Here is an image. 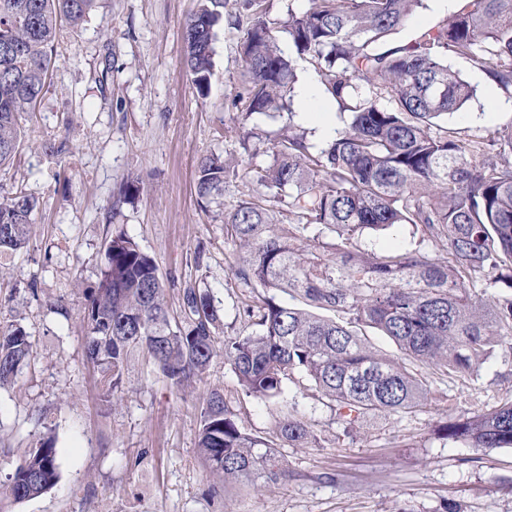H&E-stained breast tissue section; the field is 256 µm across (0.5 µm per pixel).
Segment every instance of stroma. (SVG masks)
<instances>
[{"label":"stroma","mask_w":512,"mask_h":512,"mask_svg":"<svg viewBox=\"0 0 512 512\" xmlns=\"http://www.w3.org/2000/svg\"><path fill=\"white\" fill-rule=\"evenodd\" d=\"M309 5L228 0L204 98L183 68V33L197 0H96L80 26L63 29L45 94L22 115L21 146L0 169L1 188L22 187L38 199L26 247L0 254V325H22L33 345L30 363L0 386V492L43 437L54 439L59 479L32 499L0 495V512H512V448H472L433 433L446 418L512 395L510 347L475 382L426 370L422 411L368 421L345 440L313 392L292 386L272 402L247 397L220 357L178 389L133 354L110 401L86 360L85 294L98 280L104 242L118 231L154 258L173 315L184 289L199 288L219 311L218 336L249 332L247 291L232 275L236 257L224 236V213L246 187L230 183L222 206L200 207L197 161L212 152L243 168L267 164L281 134L308 130L305 109L345 127L347 115L303 66L296 74L306 100H294L289 112L242 116L238 46L248 16L263 10L286 50L289 11ZM455 9L456 0H422L394 42H409ZM451 66L474 94L449 126L485 140L512 126L511 96L468 62ZM213 391L247 432L272 434L293 415L319 442L281 448L288 476L279 483L223 481L196 450L202 403Z\"/></svg>","instance_id":"obj_1"}]
</instances>
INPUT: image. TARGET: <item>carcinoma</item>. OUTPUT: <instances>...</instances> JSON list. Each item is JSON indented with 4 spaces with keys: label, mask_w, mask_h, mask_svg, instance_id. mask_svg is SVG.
Wrapping results in <instances>:
<instances>
[{
    "label": "carcinoma",
    "mask_w": 512,
    "mask_h": 512,
    "mask_svg": "<svg viewBox=\"0 0 512 512\" xmlns=\"http://www.w3.org/2000/svg\"><path fill=\"white\" fill-rule=\"evenodd\" d=\"M94 2L0 0V167L18 150L21 113L44 94L60 31L83 22ZM420 2L311 0L289 14V53L265 13L252 14L240 43L246 115L285 109L302 60L349 122L315 152L305 133L292 132L271 163L242 174L217 153L198 160L195 193L206 207L221 204L233 180L256 185L224 214V232L239 252L235 278L250 289L243 311L256 329L247 335L218 340V310L198 288L185 289L184 323L175 321L154 259L125 233L106 241L100 278L84 304L85 355L104 394L119 388L135 350L178 389L222 355L245 396L256 400L280 397L289 381L309 383L335 411L339 435L350 437L369 417L426 406L420 366L473 381L512 341V127L489 144L441 123L473 96L448 66L450 57L469 61L512 97V0H457L442 24L387 47ZM225 5L199 0L185 27L183 64L202 96ZM36 207L22 188L0 202V253L24 247ZM395 224L411 225L445 257L358 245ZM482 285L504 292L489 299L477 292ZM279 292L301 305L279 301ZM313 308L345 318H321ZM369 329L393 341L403 358L373 347ZM32 352L21 325L1 328L0 384L14 379ZM436 434L473 448H512V398L441 422ZM318 440L294 416L268 437L248 433L213 392L201 408L197 450L226 482L275 484L288 476L281 443ZM57 479L56 448L41 439L6 494L35 498Z\"/></svg>",
    "instance_id": "carcinoma-1"
}]
</instances>
